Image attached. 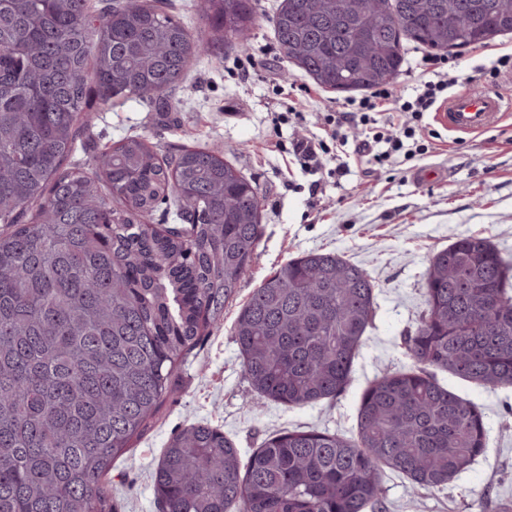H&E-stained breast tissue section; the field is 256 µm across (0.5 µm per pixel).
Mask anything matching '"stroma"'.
Wrapping results in <instances>:
<instances>
[{
    "label": "stroma",
    "instance_id": "1",
    "mask_svg": "<svg viewBox=\"0 0 512 512\" xmlns=\"http://www.w3.org/2000/svg\"><path fill=\"white\" fill-rule=\"evenodd\" d=\"M279 2L257 0L260 19L246 46L220 47L215 56L194 61L169 104L131 99L94 108L82 147L71 157L72 163H86L130 135L146 138L161 157L182 145L211 148L254 180L262 196L263 235L238 295L180 365L146 431L112 464L113 512H160L153 474L172 435L192 423L220 429L244 458L274 430L355 436L367 386L414 366L406 340L426 308L424 274L432 255L459 237L476 235L489 239L512 265V116L487 131L458 134L428 112L425 154H400L377 167L358 154V134L337 162L309 174L291 152V133L300 127L322 138L317 114L335 111L348 96L315 84L284 57L271 24ZM510 52L507 35L451 52L449 59L469 73ZM251 56L258 66H248ZM283 86H306L310 93L292 105L279 92ZM428 169L437 170L438 178L415 180V172ZM312 251L339 254L362 268L374 285L376 308L345 390L331 400L289 408L253 391L233 326L266 276ZM434 376L482 412L486 451L440 489L413 486L384 469L382 498L369 512H512V386L489 388L441 370Z\"/></svg>",
    "mask_w": 512,
    "mask_h": 512
}]
</instances>
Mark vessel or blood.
Returning <instances> with one entry per match:
<instances>
[{
    "label": "vessel or blood",
    "mask_w": 512,
    "mask_h": 512,
    "mask_svg": "<svg viewBox=\"0 0 512 512\" xmlns=\"http://www.w3.org/2000/svg\"><path fill=\"white\" fill-rule=\"evenodd\" d=\"M506 106L500 96L484 91L451 95L439 109L441 121L449 129L471 133L492 125Z\"/></svg>",
    "instance_id": "b4317fda"
}]
</instances>
